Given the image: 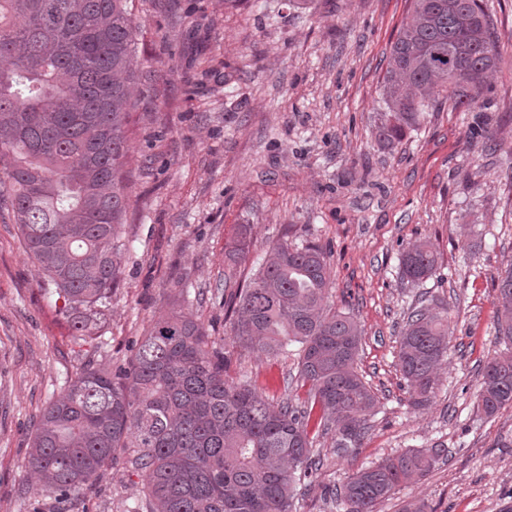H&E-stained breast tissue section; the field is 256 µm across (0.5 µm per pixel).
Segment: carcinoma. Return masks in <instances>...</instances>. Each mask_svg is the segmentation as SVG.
<instances>
[{
  "instance_id": "1",
  "label": "carcinoma",
  "mask_w": 512,
  "mask_h": 512,
  "mask_svg": "<svg viewBox=\"0 0 512 512\" xmlns=\"http://www.w3.org/2000/svg\"><path fill=\"white\" fill-rule=\"evenodd\" d=\"M133 0H0V198L10 203L24 251L63 300L75 341L101 344V324L120 277L127 127L138 106L131 67ZM498 34L482 0H413L387 58L377 129L401 142L423 113L448 99L466 109L486 91ZM459 70L477 77L462 85ZM437 256L416 243L401 278L420 283ZM330 280L322 250L282 242L227 308L247 349L299 344L303 406L266 402L224 376L225 357L205 328L173 309L142 337L128 367L84 366L42 412L29 448L37 496L67 503L132 452L146 512H293L296 487L317 470L308 427L332 430L336 452L361 445L376 407L357 370L362 331L325 308ZM497 338L512 345V270L498 285ZM448 354V312L421 305L400 326L398 366L410 403L435 396ZM487 417L512 404V349L480 369ZM320 415H314V407ZM442 450L412 448L349 475L325 501L338 512H377L402 486L424 478Z\"/></svg>"
}]
</instances>
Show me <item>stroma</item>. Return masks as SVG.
Returning a JSON list of instances; mask_svg holds the SVG:
<instances>
[{
  "instance_id": "35a3bbf8",
  "label": "stroma",
  "mask_w": 512,
  "mask_h": 512,
  "mask_svg": "<svg viewBox=\"0 0 512 512\" xmlns=\"http://www.w3.org/2000/svg\"><path fill=\"white\" fill-rule=\"evenodd\" d=\"M499 61L480 107L443 101L399 144L379 142L390 47L412 0H135L143 97L129 125L121 276L101 348L78 345L0 204V512H33L30 438L43 409L85 364L113 371L168 313L189 316L229 359L227 374L268 402L301 403L296 345L240 347L224 295L280 242L313 244L330 276L326 306L362 330L357 368L378 403L360 448L338 455L310 429L321 466L296 512H330L326 489L409 448L443 455L378 512L412 499L434 512H512V406L480 410L479 371L500 352L499 280L512 268V0H483ZM249 251L231 263L239 238ZM428 243V279L400 278L401 254ZM447 308L448 355L436 394L410 404L398 325L420 298ZM131 457L88 489L90 512H128L141 498Z\"/></svg>"
}]
</instances>
